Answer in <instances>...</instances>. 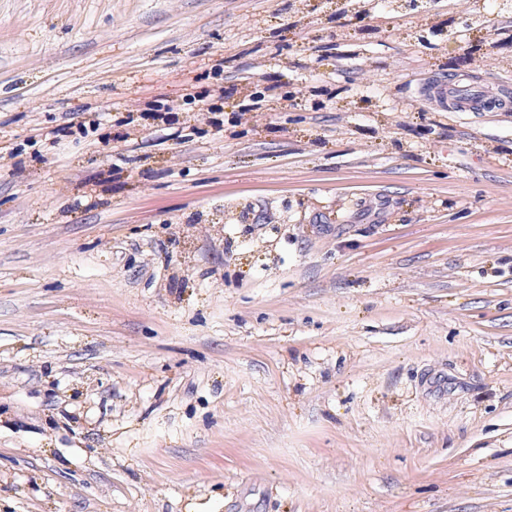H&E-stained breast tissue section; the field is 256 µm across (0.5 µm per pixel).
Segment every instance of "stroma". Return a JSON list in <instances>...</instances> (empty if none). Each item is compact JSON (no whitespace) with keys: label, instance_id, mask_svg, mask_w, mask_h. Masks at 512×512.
<instances>
[{"label":"stroma","instance_id":"35a3bbf8","mask_svg":"<svg viewBox=\"0 0 512 512\" xmlns=\"http://www.w3.org/2000/svg\"><path fill=\"white\" fill-rule=\"evenodd\" d=\"M501 2L0 0V512H512ZM453 92L459 112L471 111L476 107V103L482 99L480 88L473 84H460L458 82L455 84Z\"/></svg>","mask_w":512,"mask_h":512}]
</instances>
